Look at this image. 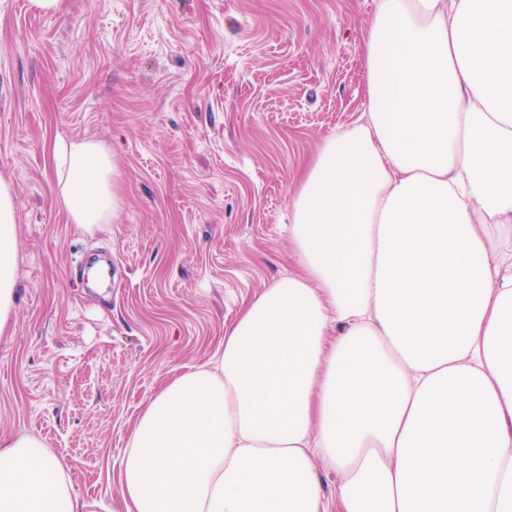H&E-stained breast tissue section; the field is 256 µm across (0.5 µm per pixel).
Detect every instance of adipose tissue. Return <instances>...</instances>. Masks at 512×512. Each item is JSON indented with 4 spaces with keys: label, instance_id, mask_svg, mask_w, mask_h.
I'll return each mask as SVG.
<instances>
[{
    "label": "adipose tissue",
    "instance_id": "ef3b65f1",
    "mask_svg": "<svg viewBox=\"0 0 512 512\" xmlns=\"http://www.w3.org/2000/svg\"><path fill=\"white\" fill-rule=\"evenodd\" d=\"M364 111L306 165L298 268L152 394L123 512H512V0H375ZM86 233L120 208L93 138L53 147ZM20 276L0 178V340ZM340 482L328 504L322 471ZM37 436H0V512H95Z\"/></svg>",
    "mask_w": 512,
    "mask_h": 512
}]
</instances>
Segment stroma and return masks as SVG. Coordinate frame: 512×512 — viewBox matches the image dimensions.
<instances>
[{
  "mask_svg": "<svg viewBox=\"0 0 512 512\" xmlns=\"http://www.w3.org/2000/svg\"><path fill=\"white\" fill-rule=\"evenodd\" d=\"M374 0H0V178L20 279L0 342V433L64 457L116 512L144 401L206 362L244 305L297 267L304 163L364 106ZM112 146L117 218L56 203L57 138Z\"/></svg>",
  "mask_w": 512,
  "mask_h": 512,
  "instance_id": "stroma-1",
  "label": "stroma"
}]
</instances>
